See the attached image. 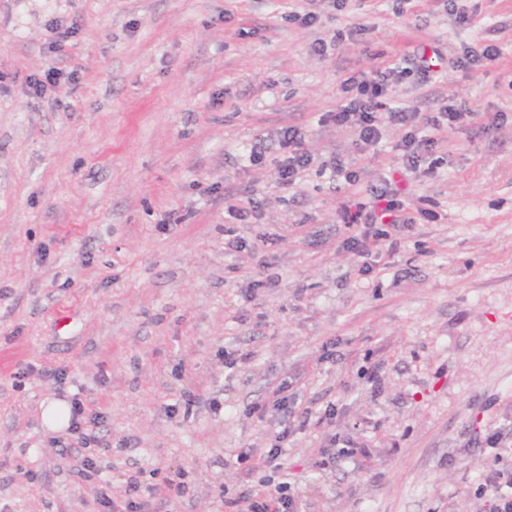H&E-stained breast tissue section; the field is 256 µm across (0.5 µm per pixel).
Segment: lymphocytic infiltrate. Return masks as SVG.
<instances>
[{
    "label": "lymphocytic infiltrate",
    "mask_w": 512,
    "mask_h": 512,
    "mask_svg": "<svg viewBox=\"0 0 512 512\" xmlns=\"http://www.w3.org/2000/svg\"><path fill=\"white\" fill-rule=\"evenodd\" d=\"M397 70L378 68L362 77H349L342 85L346 101L334 111L324 113L322 122L350 129L357 145L362 148L377 146L387 128L403 129L398 145L402 164L406 170L416 171L429 159L436 148L448 140V132L464 122L474 121L475 113L463 112L452 106L441 107L438 115L427 118L423 126H416L415 115L405 108H385L391 93V82ZM304 135L289 127L283 132V153L275 161L277 183L282 187L296 184L306 169L310 157L304 148ZM404 203L397 191L385 188L374 193L369 206L361 208L354 223L360 224L359 233L347 238L346 245L358 257L368 258L382 247L391 232L405 225Z\"/></svg>",
    "instance_id": "lymphocytic-infiltrate-1"
}]
</instances>
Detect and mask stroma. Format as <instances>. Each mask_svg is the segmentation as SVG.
<instances>
[{"label":"stroma","instance_id":"obj_1","mask_svg":"<svg viewBox=\"0 0 512 512\" xmlns=\"http://www.w3.org/2000/svg\"><path fill=\"white\" fill-rule=\"evenodd\" d=\"M457 6L346 0L305 27L308 0H0V512H97L178 475L156 512H237L265 481L297 512H490L512 470V0ZM58 40L60 101L27 84ZM424 46L432 82L402 76L388 106L479 115L433 174L403 170L398 130L363 152L320 124L345 79ZM291 126L312 162L284 189ZM389 178L407 223L363 274L346 216ZM75 398L102 416L84 440L42 422ZM275 446L280 468L234 464ZM499 48L493 44H486L478 53L467 52L456 59L454 67L461 70H470L478 66H485L494 62L499 57Z\"/></svg>","mask_w":512,"mask_h":512}]
</instances>
